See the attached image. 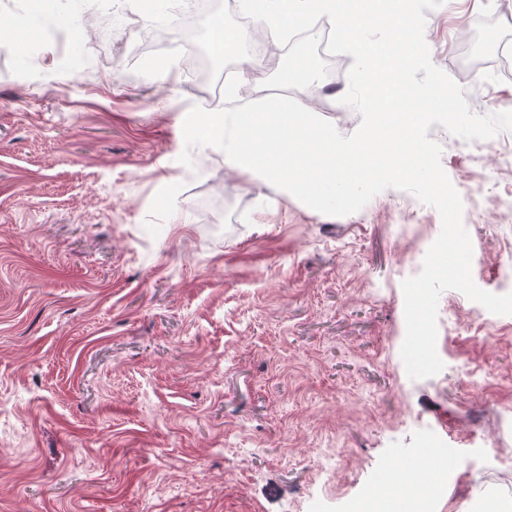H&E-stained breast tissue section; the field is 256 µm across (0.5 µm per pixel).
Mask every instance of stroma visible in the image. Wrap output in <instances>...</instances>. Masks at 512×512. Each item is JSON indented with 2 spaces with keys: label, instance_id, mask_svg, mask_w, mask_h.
I'll list each match as a JSON object with an SVG mask.
<instances>
[{
  "label": "stroma",
  "instance_id": "1",
  "mask_svg": "<svg viewBox=\"0 0 512 512\" xmlns=\"http://www.w3.org/2000/svg\"><path fill=\"white\" fill-rule=\"evenodd\" d=\"M495 16L456 0L425 32L489 114L512 110V0ZM127 26L68 75L63 31L37 78L0 47V512H352L426 427L466 461L432 512H469L477 484L485 512H512V316L483 340L476 302L444 291V369L413 380L400 355L401 284L424 255L396 227L436 235L439 213L390 188L325 215L213 147L184 166L185 115L213 108L187 76L198 49L167 29L174 67L131 81ZM344 62L313 97L349 136L359 113L331 109ZM428 136L453 185L481 189L463 222L473 279L495 292L512 260L495 205L512 195V132L492 153Z\"/></svg>",
  "mask_w": 512,
  "mask_h": 512
}]
</instances>
